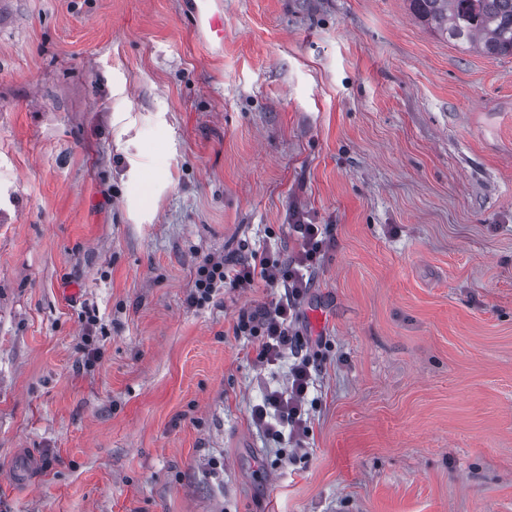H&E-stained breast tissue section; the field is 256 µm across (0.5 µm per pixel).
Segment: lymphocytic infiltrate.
I'll return each mask as SVG.
<instances>
[{"label": "lymphocytic infiltrate", "mask_w": 512, "mask_h": 512, "mask_svg": "<svg viewBox=\"0 0 512 512\" xmlns=\"http://www.w3.org/2000/svg\"><path fill=\"white\" fill-rule=\"evenodd\" d=\"M292 231L299 248L289 257L269 252L256 264L204 259L196 268L189 302L199 306L221 289L249 288L259 280L267 286L283 288L278 300L242 311L235 331L261 337L260 359L274 361L287 354L293 356L287 386L268 392L263 403L254 407L253 418L271 440L285 436L298 444L307 434L306 396L319 372L318 364L302 353L305 340L295 329L298 304L312 285V272L334 241L320 224L299 223L293 225Z\"/></svg>", "instance_id": "lymphocytic-infiltrate-1"}]
</instances>
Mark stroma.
I'll use <instances>...</instances> for the list:
<instances>
[{"mask_svg":"<svg viewBox=\"0 0 512 512\" xmlns=\"http://www.w3.org/2000/svg\"><path fill=\"white\" fill-rule=\"evenodd\" d=\"M221 9L0 0V512H512V56L408 0ZM297 222L300 448L234 333L279 289L188 303ZM186 10L196 26L201 25L207 30L210 37L215 41L224 40V18H219L216 12L209 9L208 0H186Z\"/></svg>","mask_w":512,"mask_h":512,"instance_id":"35a3bbf8","label":"stroma"}]
</instances>
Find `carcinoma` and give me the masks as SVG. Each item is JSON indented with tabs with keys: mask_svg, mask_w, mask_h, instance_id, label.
I'll list each match as a JSON object with an SVG mask.
<instances>
[{
	"mask_svg": "<svg viewBox=\"0 0 512 512\" xmlns=\"http://www.w3.org/2000/svg\"><path fill=\"white\" fill-rule=\"evenodd\" d=\"M418 19L488 55H512V0H410Z\"/></svg>",
	"mask_w": 512,
	"mask_h": 512,
	"instance_id": "1",
	"label": "carcinoma"
}]
</instances>
